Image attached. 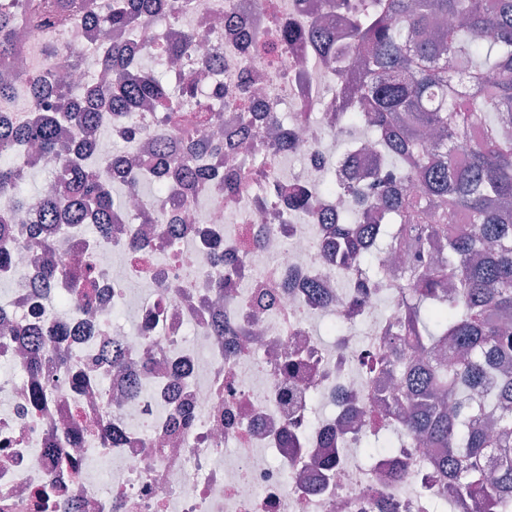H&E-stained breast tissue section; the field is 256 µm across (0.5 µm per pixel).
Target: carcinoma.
<instances>
[{
  "instance_id": "1",
  "label": "carcinoma",
  "mask_w": 512,
  "mask_h": 512,
  "mask_svg": "<svg viewBox=\"0 0 512 512\" xmlns=\"http://www.w3.org/2000/svg\"><path fill=\"white\" fill-rule=\"evenodd\" d=\"M70 0H41L32 22L56 26ZM156 0H112L101 15L99 0H80L88 18L103 17L122 31L150 11ZM376 10H352L347 0L329 6L347 12L331 33L315 26L302 35L286 28L287 41L310 43L338 63L336 77L357 89L344 105L349 123L381 146V171L367 185L340 175L321 192L339 189L356 207L339 219L328 242L336 257L357 268L367 283L389 282L398 307L387 328L389 346L371 368L396 379L399 391L384 411L393 425L375 426L361 443L369 461L396 444L425 440L444 452L435 460L443 492H455L456 512H512V0H377ZM15 20L0 13V56L16 44ZM99 64L112 83L87 93L62 112H41L27 125L0 120V191L14 206L29 199L25 180L7 157L13 141H33L50 156L61 143L62 123L95 128L101 111L144 102L175 111L167 88L154 74L134 69L122 40ZM171 143L156 178L168 197L195 191L216 173L194 154ZM94 144L73 147L60 174L66 197H39L43 223L63 215L70 224H95L105 234L120 200L113 186L120 163L106 181L83 179ZM224 196L241 177H219ZM296 217H325L313 196L288 197ZM406 247L410 258L389 279L378 247ZM63 367L66 351L52 360L33 343L35 370Z\"/></svg>"
}]
</instances>
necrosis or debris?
Returning a JSON list of instances; mask_svg holds the SVG:
<instances>
[{"label": "necrosis or debris", "instance_id": "4bbe7bcc", "mask_svg": "<svg viewBox=\"0 0 512 512\" xmlns=\"http://www.w3.org/2000/svg\"><path fill=\"white\" fill-rule=\"evenodd\" d=\"M189 2L146 14L123 41L139 62L166 57L170 43L183 41L175 63L199 92L176 106L189 113L204 104L224 115L222 145L201 155L202 166L248 175L264 158L273 189L264 196L250 184L228 199L213 182L167 206L143 189L152 179L144 165L160 161L159 138L178 132L160 124L156 108L141 105L123 118L104 113L105 134L64 127L59 159L88 139L92 177H107L116 158L138 172L108 236L65 224L56 230L57 260L93 273L90 308L72 296L60 307L32 289L49 258L30 232L37 208L17 210L0 196V211L11 218L4 247L12 255L0 270V285L11 287L10 302L0 303V512H427L442 498L436 449L393 448L371 467L358 458V438L381 397L397 389L393 379H370L364 366L385 347L383 326L370 318L380 293L359 289L352 268L325 249L329 226L287 217L290 192L320 186L326 137L361 145L345 172L353 183L378 168L380 151L357 129L337 124L336 80L315 52L301 57L282 43L272 55L255 43L285 24L335 25L336 15L320 11L319 0ZM18 30L20 51L8 65L15 93L0 102V118L21 125L43 111L34 79L75 99L104 78L103 70L73 65L107 48L104 23L67 19L49 33L26 23ZM48 43L57 55L45 65L40 52ZM284 104L292 120L283 141L269 130ZM245 112L258 136L236 149ZM141 213L152 223H135ZM133 239L140 250L130 249ZM228 263L238 267L237 285L214 294ZM120 311L133 328L115 322ZM219 313L237 336L217 335ZM318 318L369 330L335 344L316 334ZM35 320L67 351V370L31 374L28 349L13 332ZM115 340L125 351L118 365L101 354ZM290 356L303 364L295 378L277 369ZM75 372L89 380L87 393H75ZM36 386L44 401L32 410L28 392ZM317 399L329 408L319 419ZM182 409L191 411V423L178 419ZM340 427L351 440L341 456L326 438ZM106 429L120 432L119 445H101ZM404 458L410 464L395 477Z\"/></svg>", "mask_w": 512, "mask_h": 512}]
</instances>
